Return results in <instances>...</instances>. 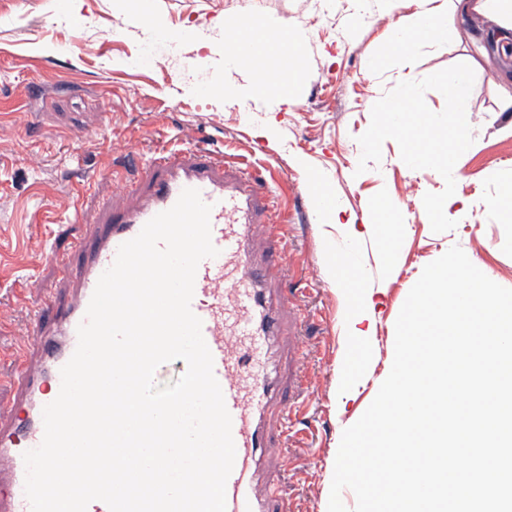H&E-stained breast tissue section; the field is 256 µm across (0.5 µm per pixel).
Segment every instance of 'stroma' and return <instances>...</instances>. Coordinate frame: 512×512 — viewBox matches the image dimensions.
Masks as SVG:
<instances>
[{
	"label": "stroma",
	"mask_w": 512,
	"mask_h": 512,
	"mask_svg": "<svg viewBox=\"0 0 512 512\" xmlns=\"http://www.w3.org/2000/svg\"><path fill=\"white\" fill-rule=\"evenodd\" d=\"M165 33L151 31L126 0H0V417L17 394L15 350L44 297L66 290L60 261L73 260L115 198L108 168L124 155L150 161L163 147L206 146L279 167L287 191L270 198L288 257L273 288L288 304L280 367L288 437L254 481L277 487L295 512H327L335 458L388 376L395 322L423 268L452 246L497 284L512 288V221L493 201L512 173V111L499 108L512 48L483 53L476 35L448 18L445 43L411 62L373 66L406 10L376 0H146ZM266 16L298 39L301 77L259 84L248 68H224L226 15ZM181 60L169 58L177 34ZM472 71L469 109H448L449 69ZM414 91L419 108L462 129L471 148L459 172L418 158L403 163V135L384 131L382 103ZM382 129L370 141L373 129ZM331 193L333 223L313 196ZM461 198L437 219L426 200ZM399 213L394 234L382 216ZM356 260L345 288L330 259ZM366 344L351 334L353 320Z\"/></svg>",
	"instance_id": "1"
}]
</instances>
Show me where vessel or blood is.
Segmentation results:
<instances>
[{
  "mask_svg": "<svg viewBox=\"0 0 512 512\" xmlns=\"http://www.w3.org/2000/svg\"><path fill=\"white\" fill-rule=\"evenodd\" d=\"M113 170L127 197L125 204L103 202L77 262L67 264L64 278L72 284L68 300L50 296L33 319L24 350L43 356L39 373L20 369L16 381L17 416L0 420V512H31L24 491L23 455L37 448L44 435L42 412L58 395L61 368L78 344L77 329L101 274L114 262L118 248L136 237L160 212L170 209L183 189H197L212 207L211 240L216 257L200 262L191 301L202 322V336L214 362V375L232 418L236 448L234 468L226 483V512H289L278 492L268 499L253 491L254 471L273 452L282 422L270 419L279 391L269 361L271 344L281 332V321L265 285L274 267L257 262L248 248L255 225H264L271 237L282 227L269 223V184L272 169L257 170L244 161H228L205 148L167 151L150 163L121 162Z\"/></svg>",
  "mask_w": 512,
  "mask_h": 512,
  "instance_id": "1",
  "label": "vessel or blood"
}]
</instances>
